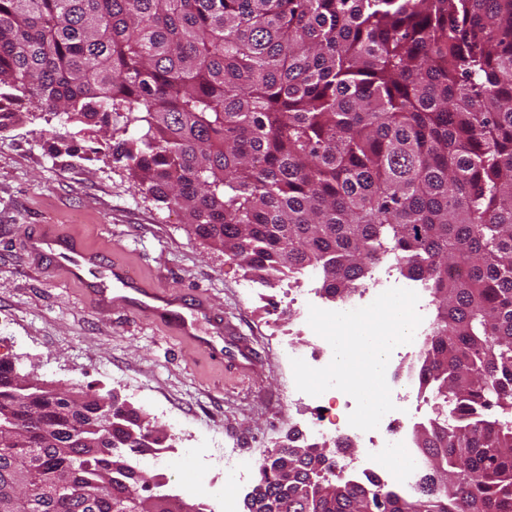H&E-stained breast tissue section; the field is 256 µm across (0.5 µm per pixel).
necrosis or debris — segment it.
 Here are the masks:
<instances>
[{
  "label": "necrosis or debris",
  "mask_w": 512,
  "mask_h": 512,
  "mask_svg": "<svg viewBox=\"0 0 512 512\" xmlns=\"http://www.w3.org/2000/svg\"><path fill=\"white\" fill-rule=\"evenodd\" d=\"M428 290L419 282L401 284L392 265L377 264L370 280L336 298L333 308H324L322 297L317 290L288 296V312L302 322H310L312 313H320L326 319L350 318L355 324H362L368 312L375 308L404 298L415 308L410 340L392 350L391 355L398 361V368L386 386L385 403L380 410L367 407L349 408L344 418L335 426H328L326 406L321 403L323 391L299 383L300 400L317 406L318 415L313 422V431L320 437L336 436L337 439L352 443H364L361 456H350L347 463L337 466L336 471L348 479L373 476L381 484L395 487L412 494L418 491L424 468L421 458L411 442L412 418L421 412L423 403L422 380L415 363L419 357L424 339L431 328ZM406 448L412 462L402 473L388 470L385 460L390 448Z\"/></svg>",
  "instance_id": "necrosis-or-debris-1"
}]
</instances>
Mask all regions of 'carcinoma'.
I'll list each match as a JSON object with an SVG mask.
<instances>
[{
    "instance_id": "1",
    "label": "carcinoma",
    "mask_w": 512,
    "mask_h": 512,
    "mask_svg": "<svg viewBox=\"0 0 512 512\" xmlns=\"http://www.w3.org/2000/svg\"><path fill=\"white\" fill-rule=\"evenodd\" d=\"M122 136L138 191L266 286L304 271L336 296L379 261L428 286L419 359L437 415L407 498L325 481L299 444L259 467L280 512H512V0H0V101ZM71 417L0 359V512H182L133 479L143 414L105 395ZM35 487L17 497L27 450Z\"/></svg>"
}]
</instances>
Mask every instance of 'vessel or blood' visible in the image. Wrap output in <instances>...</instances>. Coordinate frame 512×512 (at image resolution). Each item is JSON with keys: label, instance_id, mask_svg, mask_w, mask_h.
<instances>
[{"label": "vessel or blood", "instance_id": "obj_1", "mask_svg": "<svg viewBox=\"0 0 512 512\" xmlns=\"http://www.w3.org/2000/svg\"><path fill=\"white\" fill-rule=\"evenodd\" d=\"M29 249L51 258L68 279L84 284L97 307H122L140 314L198 350L213 351L211 335L224 330L223 317L211 314L202 299L143 282L117 261L91 252L80 237L44 231L30 239Z\"/></svg>", "mask_w": 512, "mask_h": 512}]
</instances>
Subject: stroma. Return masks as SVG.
Listing matches in <instances>:
<instances>
[{
  "label": "stroma",
  "mask_w": 512,
  "mask_h": 512,
  "mask_svg": "<svg viewBox=\"0 0 512 512\" xmlns=\"http://www.w3.org/2000/svg\"><path fill=\"white\" fill-rule=\"evenodd\" d=\"M48 131L63 144L49 148ZM109 138L55 117L0 128V359L50 386L113 392L147 413L172 436L166 463L147 473L164 474L175 494L212 437L251 462L307 431L312 410L288 401L296 384L288 351L327 328L317 316L298 325L280 289L252 283L181 214L138 192ZM45 227L81 236L145 282L204 298L237 335L200 352L157 322L96 308L81 285L31 254L29 239ZM242 340L252 356L246 367L230 358Z\"/></svg>",
  "instance_id": "stroma-1"
}]
</instances>
